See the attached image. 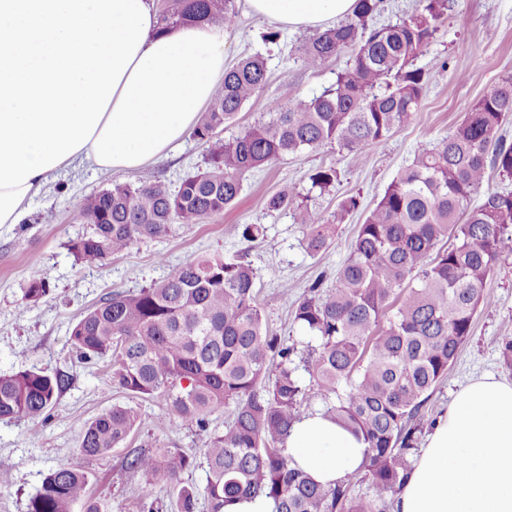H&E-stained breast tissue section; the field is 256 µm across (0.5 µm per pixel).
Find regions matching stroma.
I'll return each instance as SVG.
<instances>
[{
	"instance_id": "obj_1",
	"label": "stroma",
	"mask_w": 512,
	"mask_h": 512,
	"mask_svg": "<svg viewBox=\"0 0 512 512\" xmlns=\"http://www.w3.org/2000/svg\"><path fill=\"white\" fill-rule=\"evenodd\" d=\"M269 26V21L243 7L238 26L224 33L227 62L260 52L270 74L265 91L242 108L224 136L261 119L270 100L285 103L319 94L345 66L340 57L319 70L305 69L287 52L263 43L261 34ZM417 64L430 71L419 111L388 140L370 146L363 164L353 165L347 153L328 147L288 156L271 168L245 174L237 203L223 216L189 227L173 226L164 239L143 241L105 264L84 266L69 252V241L87 230L73 215L85 195L115 183L136 182L138 172L89 169L60 176L30 202L23 223L0 225V373L34 368L47 373L60 369L69 375L68 386L45 422L0 423V460L8 464L0 472V512H26L45 476L65 463L88 472L90 492L105 504L106 512H177L176 496L165 488L144 495V477L126 471L124 457L132 448H178L198 457L202 436L185 426L158 429L161 408L144 402L142 421L127 442L102 456L82 458L79 444L86 424L112 405H128L132 399L113 381L106 363L75 358L70 326L110 291L135 292L162 280L188 259L240 251L247 253L257 272L255 289L269 329L299 338L301 331L291 316L295 299L318 279L325 287H335L336 272L350 254L362 215L354 213L335 225L328 248L313 255L306 249L303 225L295 223L290 211L268 212L267 198L301 188L307 172L333 162L341 171V182L333 196L320 200V208L333 212L339 198L351 194L360 196L364 209L371 208L419 148L436 145L475 99L512 76V0H451L445 27ZM203 156V148L189 139L169 158L152 164L151 170L175 183L204 169ZM238 224L261 225L263 234L244 240L232 232ZM35 260L55 290L22 313V289ZM486 291L494 302L479 308L470 338L427 404L431 415L441 414L474 377L492 374L512 381V371L503 367L499 354L502 338L512 336V257L489 277Z\"/></svg>"
}]
</instances>
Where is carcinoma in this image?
I'll use <instances>...</instances> for the list:
<instances>
[{"label": "carcinoma", "instance_id": "1", "mask_svg": "<svg viewBox=\"0 0 512 512\" xmlns=\"http://www.w3.org/2000/svg\"><path fill=\"white\" fill-rule=\"evenodd\" d=\"M383 0H356L353 12L290 48L307 69L347 54L335 82L308 100H275L260 120L224 140L217 131L267 85V60L256 53L224 72L191 139L208 149L207 169L173 187L151 174L86 196L75 219L90 230L69 241L84 266L104 263L175 224H202L233 206L242 177L304 149L337 147L360 165L366 149L386 141L419 111L428 70L415 60L445 25L448 0H418L393 23L376 25ZM161 28L199 19L236 24V0H157ZM512 116V76L474 101L439 144L418 151L387 185L358 226L336 287L309 285L294 302L303 340L267 329L255 291L256 270L244 255L189 259L135 293L113 291L69 329L72 350L87 362L107 358L119 387L161 401L159 425L178 423L206 434L207 512L263 494L276 512H390L436 419L426 404L445 379L487 305L486 284L512 253V191L486 188L488 171L512 182V144L499 135ZM307 186L270 196V212L293 209L307 250L329 246L324 215L311 207L340 181L334 164L305 176ZM480 202L473 205L474 198ZM361 207L343 197L333 222ZM52 291L44 272L22 288L25 312ZM306 344L298 373L294 356ZM68 381L64 371L0 374V421L46 419ZM321 406L366 445L361 474L372 496L351 481L325 487L298 468L285 442L302 407ZM229 409L224 430L211 416ZM138 407L115 404L91 420L79 451L87 459L123 443L141 423ZM195 464L179 448L159 455L128 452L125 469L146 477L145 495L161 483L177 492L178 512H197L199 492L182 482ZM89 475L63 464L29 499L27 512H104L88 494Z\"/></svg>", "mask_w": 512, "mask_h": 512}]
</instances>
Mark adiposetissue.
Here are the masks:
<instances>
[{
    "mask_svg": "<svg viewBox=\"0 0 512 512\" xmlns=\"http://www.w3.org/2000/svg\"><path fill=\"white\" fill-rule=\"evenodd\" d=\"M287 30L325 28L355 0H245ZM224 30L160 29L155 0H0V224L56 177L138 171L188 139L224 78ZM293 462L324 486L365 444L322 412L296 420ZM392 512H512V381L484 375L428 434Z\"/></svg>",
    "mask_w": 512,
    "mask_h": 512,
    "instance_id": "ef3b65f1",
    "label": "adipose tissue"
}]
</instances>
